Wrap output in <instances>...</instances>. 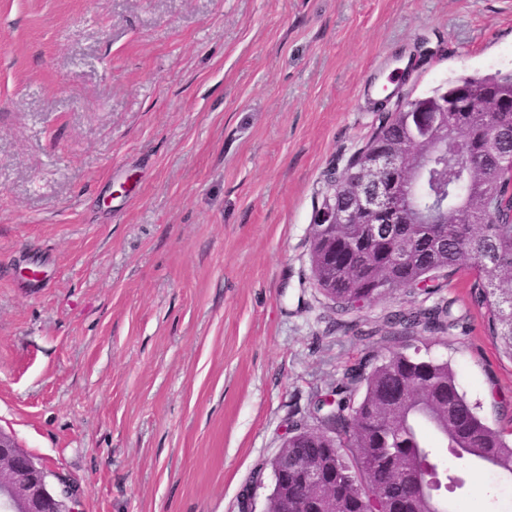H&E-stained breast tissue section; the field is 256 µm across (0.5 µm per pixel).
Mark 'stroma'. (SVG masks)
I'll use <instances>...</instances> for the list:
<instances>
[{"instance_id": "1", "label": "stroma", "mask_w": 512, "mask_h": 512, "mask_svg": "<svg viewBox=\"0 0 512 512\" xmlns=\"http://www.w3.org/2000/svg\"><path fill=\"white\" fill-rule=\"evenodd\" d=\"M497 72L512 0H0V428L82 512H263L291 422L370 352L448 362L512 431L469 275L344 311L310 263L328 176L384 108ZM448 300L454 335L378 332ZM461 496L512 512L493 472Z\"/></svg>"}]
</instances>
